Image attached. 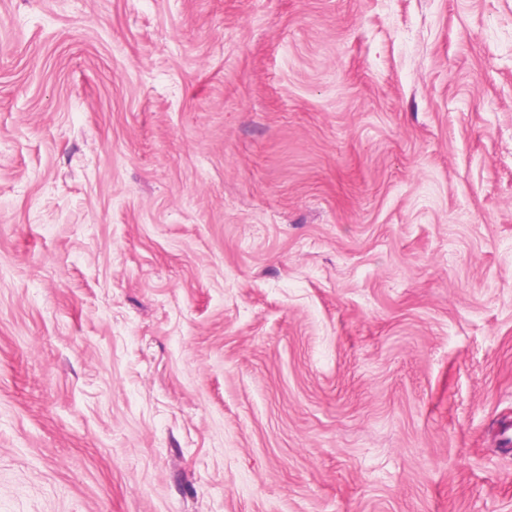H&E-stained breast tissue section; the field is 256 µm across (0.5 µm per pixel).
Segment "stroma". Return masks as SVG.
<instances>
[{"label":"stroma","instance_id":"stroma-1","mask_svg":"<svg viewBox=\"0 0 512 512\" xmlns=\"http://www.w3.org/2000/svg\"><path fill=\"white\" fill-rule=\"evenodd\" d=\"M512 0H0V512H512Z\"/></svg>","mask_w":512,"mask_h":512}]
</instances>
